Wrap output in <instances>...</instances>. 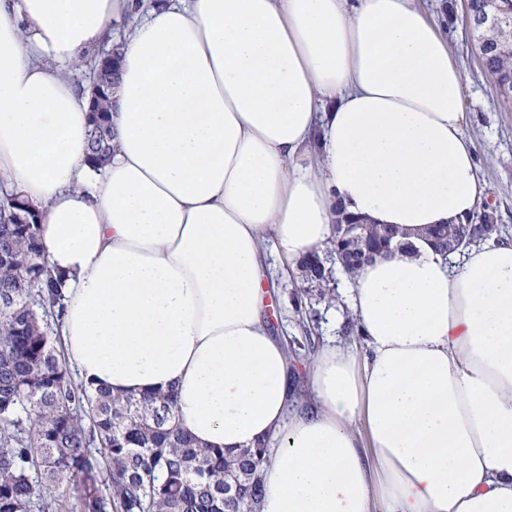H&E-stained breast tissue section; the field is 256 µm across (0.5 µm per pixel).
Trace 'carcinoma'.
<instances>
[{
	"instance_id": "cac0c4a2",
	"label": "carcinoma",
	"mask_w": 512,
	"mask_h": 512,
	"mask_svg": "<svg viewBox=\"0 0 512 512\" xmlns=\"http://www.w3.org/2000/svg\"><path fill=\"white\" fill-rule=\"evenodd\" d=\"M496 3L500 24L481 27L484 66L512 91V0ZM88 150L101 166L111 159L109 124L90 126ZM37 218L23 205L0 211V512H33L47 487L74 477L79 512H261L266 448H198L171 396L114 398L74 382L40 313L57 300L59 283L42 261ZM463 232L462 224L433 228L436 250L448 253ZM400 236L393 226L356 224L344 241L335 234L326 254L352 280L367 247ZM309 283L294 297L299 310L335 295L323 270L310 272Z\"/></svg>"
}]
</instances>
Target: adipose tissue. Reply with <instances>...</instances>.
Returning a JSON list of instances; mask_svg holds the SVG:
<instances>
[{"instance_id": "obj_1", "label": "adipose tissue", "mask_w": 512, "mask_h": 512, "mask_svg": "<svg viewBox=\"0 0 512 512\" xmlns=\"http://www.w3.org/2000/svg\"><path fill=\"white\" fill-rule=\"evenodd\" d=\"M137 0H0V180L40 213L83 381L168 392L203 447L265 443L263 512H512V243L361 267V346L293 395L271 332L337 211L472 217L462 76L414 0H156L120 44L112 158L66 79ZM296 282L301 283L296 276L293 281L292 279L288 280V277L279 279L277 288L280 290L281 297H274V306L269 308V316L273 322L274 334L280 338L288 336L289 341L293 336L303 335L299 327V319L289 303L290 293L295 288Z\"/></svg>"}]
</instances>
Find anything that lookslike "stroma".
<instances>
[{"label":"stroma","instance_id":"35a3bbf8","mask_svg":"<svg viewBox=\"0 0 512 512\" xmlns=\"http://www.w3.org/2000/svg\"><path fill=\"white\" fill-rule=\"evenodd\" d=\"M429 15L442 17L452 59L463 75L465 132L476 148L480 202L489 206L500 236L512 240V97L503 96L484 69L464 0H417Z\"/></svg>","mask_w":512,"mask_h":512}]
</instances>
